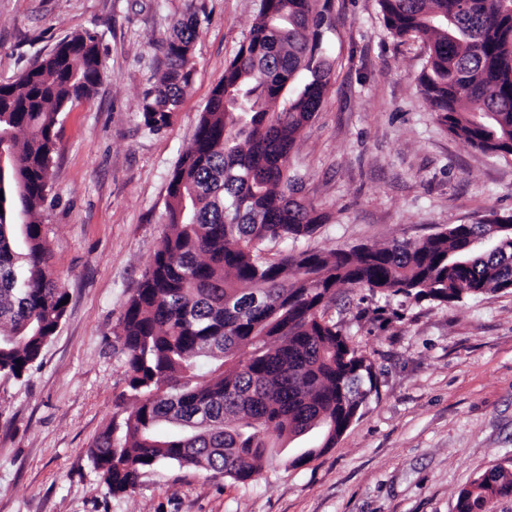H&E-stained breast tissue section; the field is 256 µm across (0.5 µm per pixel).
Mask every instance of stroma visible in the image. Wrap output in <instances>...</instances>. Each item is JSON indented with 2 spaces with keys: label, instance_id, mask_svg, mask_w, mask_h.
Listing matches in <instances>:
<instances>
[{
  "label": "stroma",
  "instance_id": "obj_1",
  "mask_svg": "<svg viewBox=\"0 0 512 512\" xmlns=\"http://www.w3.org/2000/svg\"><path fill=\"white\" fill-rule=\"evenodd\" d=\"M260 0H0V82L63 38L96 34L93 98L59 117L50 265L69 301L23 378L0 374V512H455L485 471H512V292L448 305L341 287L327 315L373 361L372 395L334 448L290 466L311 433L275 449L247 484L163 464L111 496L89 457L128 399L119 322L168 230L171 173ZM195 15L196 66L173 123L144 127L163 42ZM331 87L289 158L326 221L301 248L418 241L512 213V155L452 136L417 76L426 46L386 29L378 0H329L319 30Z\"/></svg>",
  "mask_w": 512,
  "mask_h": 512
}]
</instances>
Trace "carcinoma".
I'll return each mask as SVG.
<instances>
[{
    "label": "carcinoma",
    "instance_id": "cac0c4a2",
    "mask_svg": "<svg viewBox=\"0 0 512 512\" xmlns=\"http://www.w3.org/2000/svg\"><path fill=\"white\" fill-rule=\"evenodd\" d=\"M378 2L394 37L425 42L418 84L448 132L481 152L512 155V0ZM324 10L318 0L260 4L171 174L169 232L119 323L134 405L89 450L114 497L160 464L245 484L288 439L320 432L293 466L334 447L377 387L370 357L326 317L336 288L437 305L512 291V241L479 242L503 223L496 212L418 242L263 256L266 243L296 242L325 221L288 167L330 84L314 32ZM196 38L190 16L166 39L168 66L140 104L148 129L176 117ZM302 70L309 78L288 94ZM102 73L97 38L85 32L0 83V373L16 379L66 311L42 224L58 117L90 99ZM509 495L512 473L493 469L458 492L456 512H494Z\"/></svg>",
    "mask_w": 512,
    "mask_h": 512
}]
</instances>
